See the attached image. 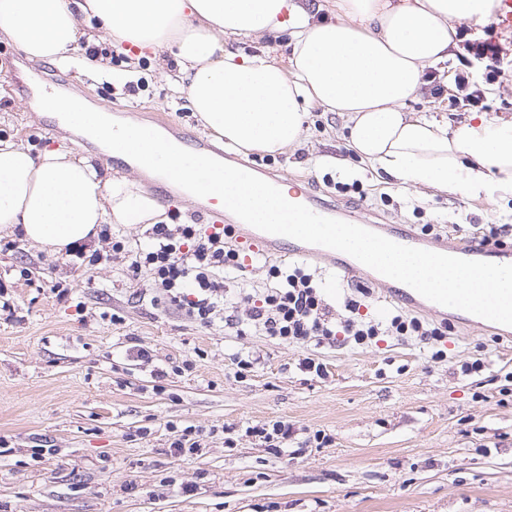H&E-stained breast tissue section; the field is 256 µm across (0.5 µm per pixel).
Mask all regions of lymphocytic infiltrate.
<instances>
[{
  "mask_svg": "<svg viewBox=\"0 0 512 512\" xmlns=\"http://www.w3.org/2000/svg\"><path fill=\"white\" fill-rule=\"evenodd\" d=\"M466 49L483 64V75L470 71L456 72L455 87L470 105L485 98L483 82L494 80L498 72L499 47L486 40L467 42ZM153 241L135 253L128 271L137 276L149 269L162 290L164 299L202 324L223 319L228 327L244 333L246 326L259 328L265 335L286 341L313 339L317 343H336L344 335L356 344H365L380 336H414L427 341L445 335V327L426 323L404 314L382 324L360 317V305L346 299L348 313L343 321H332L313 277L302 267H295L282 288L268 289L261 305L253 307L247 317H240L236 306L224 302L223 272L243 267L239 249L225 241L223 231L202 232L193 224H156Z\"/></svg>",
  "mask_w": 512,
  "mask_h": 512,
  "instance_id": "1",
  "label": "lymphocytic infiltrate"
}]
</instances>
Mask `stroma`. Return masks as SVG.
Here are the masks:
<instances>
[{"instance_id":"1","label":"stroma","mask_w":512,"mask_h":512,"mask_svg":"<svg viewBox=\"0 0 512 512\" xmlns=\"http://www.w3.org/2000/svg\"><path fill=\"white\" fill-rule=\"evenodd\" d=\"M466 39L500 48L501 73L487 95L488 117L512 120V28L469 22ZM105 69L79 62L50 68L0 41V141L32 153L61 149L96 159L99 148L54 117L32 111L26 81L106 107L114 119L155 125L168 116L178 132L205 135L185 98L162 74L173 58L138 55L95 37ZM424 91L410 112H472ZM345 120L309 107L297 148L235 153L307 192L366 219L461 240L484 225L512 224V199L457 192L405 191L360 166L344 139ZM360 179V192L337 183ZM260 259L225 274L226 294L262 298L278 287ZM127 258L95 265L53 254L21 230L0 231V512H512V343L454 329L423 342L381 336L368 345L283 341L237 335L222 320L203 325L157 302L149 270L130 281ZM334 314L351 297L367 319L397 314L367 282H346L325 262L309 261ZM151 362L133 358V347ZM253 357L246 376L236 361ZM325 376L302 369L305 359ZM482 360L464 375L462 364ZM285 421L297 431L280 452L247 430ZM201 429V450L175 454L180 430ZM328 435L312 442L315 432Z\"/></svg>"}]
</instances>
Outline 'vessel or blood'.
<instances>
[{"label":"vessel or blood","mask_w":512,"mask_h":512,"mask_svg":"<svg viewBox=\"0 0 512 512\" xmlns=\"http://www.w3.org/2000/svg\"><path fill=\"white\" fill-rule=\"evenodd\" d=\"M200 214L209 216L216 224L227 225L234 240L242 249L252 255L264 258L274 256H291L304 260H322L332 265L337 273L346 280H353L356 274L367 272L371 283L381 286L382 299L386 303H397L412 311H429L440 316H447V307L431 302L411 287L387 278L376 271H365L361 262L350 255L318 245H311L299 240L269 234L243 222L228 211L220 199L206 197L204 205L199 206ZM428 250L466 260L486 261L497 264H512V248L483 244L476 240L466 242H448L437 240L426 245Z\"/></svg>","instance_id":"b4317fda"}]
</instances>
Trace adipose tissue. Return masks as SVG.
Returning <instances> with one entry per match:
<instances>
[{
  "mask_svg": "<svg viewBox=\"0 0 512 512\" xmlns=\"http://www.w3.org/2000/svg\"><path fill=\"white\" fill-rule=\"evenodd\" d=\"M334 20L293 0H0V34L32 60L81 52L83 21L153 54L174 50V84L204 127L241 152L283 151L303 135L302 104L340 113L360 162L408 188L512 198V122L472 113L458 122L406 111L426 67L457 47L455 25L487 18L495 0H331ZM289 36L292 54L240 57L230 38ZM159 204L88 158L32 155L0 142V230L61 254L104 224H140Z\"/></svg>",
  "mask_w": 512,
  "mask_h": 512,
  "instance_id": "obj_1",
  "label": "adipose tissue"
}]
</instances>
